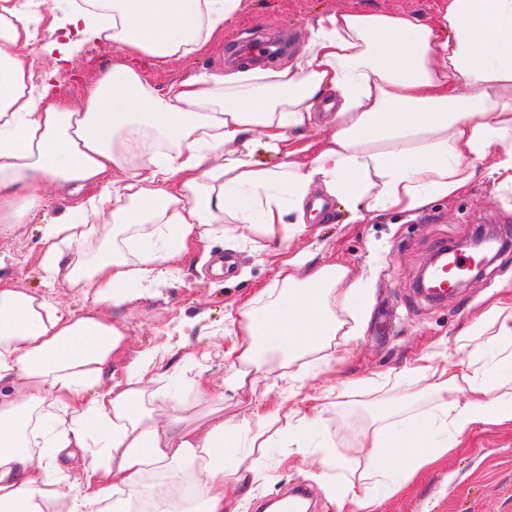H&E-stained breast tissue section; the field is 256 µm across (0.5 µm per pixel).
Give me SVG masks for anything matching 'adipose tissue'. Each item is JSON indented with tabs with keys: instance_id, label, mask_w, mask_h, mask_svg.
Wrapping results in <instances>:
<instances>
[{
	"instance_id": "1",
	"label": "adipose tissue",
	"mask_w": 512,
	"mask_h": 512,
	"mask_svg": "<svg viewBox=\"0 0 512 512\" xmlns=\"http://www.w3.org/2000/svg\"><path fill=\"white\" fill-rule=\"evenodd\" d=\"M242 8L243 0H70L65 15L37 27L24 0H0V224L24 223L41 205L40 186L98 188L47 225L41 259L46 272L68 269L89 311L61 310L0 274V512H133L145 496L160 506L179 499L188 482L189 512L251 498L255 467L226 459L233 430L223 396L201 390V410L163 417L146 401L154 353L111 373L126 338L112 308L178 270L215 225H241L266 250L306 231L316 190L344 203L354 224L391 210L411 215L469 187L479 160L512 190V0H447L431 21L329 11L286 67L196 74L162 91L117 62L76 106L60 98L55 71L35 69L36 52L68 60L90 42L177 61L205 52ZM320 112L333 135L299 145L297 131ZM259 128L285 162L253 161ZM347 275L302 253L282 259L276 287L238 313L240 367L230 384L256 387L264 354L306 357L317 369V353L361 336L370 294ZM454 354L468 356L470 373L448 367ZM403 374L429 379L440 402L419 418L378 407L360 480L336 489L349 512H377L451 453L439 434L512 422V306H492L453 350L423 355ZM104 378L108 386L86 399L88 384ZM464 388L471 398L462 404L454 395ZM262 420L251 441L258 449L272 434L302 443L315 424L277 408ZM94 446L99 454L87 456ZM65 461L81 467V482L48 481ZM154 473L162 482L147 484Z\"/></svg>"
}]
</instances>
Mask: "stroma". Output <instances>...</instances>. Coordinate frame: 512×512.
I'll return each mask as SVG.
<instances>
[{
  "label": "stroma",
  "instance_id": "obj_1",
  "mask_svg": "<svg viewBox=\"0 0 512 512\" xmlns=\"http://www.w3.org/2000/svg\"><path fill=\"white\" fill-rule=\"evenodd\" d=\"M442 0H244V10L224 31L223 41L208 51L169 63L149 55L135 64L157 88H165L191 74L225 69L239 61L237 48L262 38H291L289 52L268 62L275 68L290 63L302 51L319 14L328 10L356 13L415 14L427 19ZM120 57L110 45H89L76 54L63 89L79 104L86 85ZM42 206L25 223L0 229V268L30 292L51 293L60 307L75 312L90 308L81 289L71 287L65 273L49 276L40 266L44 224L67 214L71 198L52 186L43 187ZM332 219L316 217L305 233L289 245L290 253H314L316 264L337 263L349 270L350 281L371 291L372 306L363 333L349 345L332 348L335 372L306 380L301 395L282 394L272 377L282 371L281 355H268L272 376L260 379L258 395L226 385L235 358L229 317L259 289L268 287L274 271L266 255L256 253L250 240L228 233L213 234L181 262L177 274L161 279L137 300L113 309L112 316L126 327L124 349L112 359L114 373L141 352H158L164 366L176 369L179 379L156 383L164 395L163 413L195 411L199 398L196 379L222 389L224 417L236 424V456L254 461L264 478L251 501L237 512H254L257 501H277L287 488L302 484L315 496L314 512H339L338 500L314 478L323 469L325 451L362 473L365 444L376 427L373 416L384 403L401 402L405 416L433 409L437 398L427 380L405 379L390 385L408 362L421 354L453 346L494 300H512V247L501 250L484 275L466 290L435 304L420 298L415 280L439 243L455 244L475 238L482 227L512 239V193L497 190L487 173H480L462 194L432 203L415 217L393 212L367 224L348 223L341 203H333ZM232 263L230 271L216 273L219 259ZM354 384L349 402L319 398L330 378ZM301 408L320 416L318 431L304 448L274 439L265 453L250 448V427L266 406ZM249 429H242V422ZM379 512H512V426L477 425L466 430L448 459L422 472L405 493L387 498Z\"/></svg>",
  "mask_w": 512,
  "mask_h": 512
}]
</instances>
